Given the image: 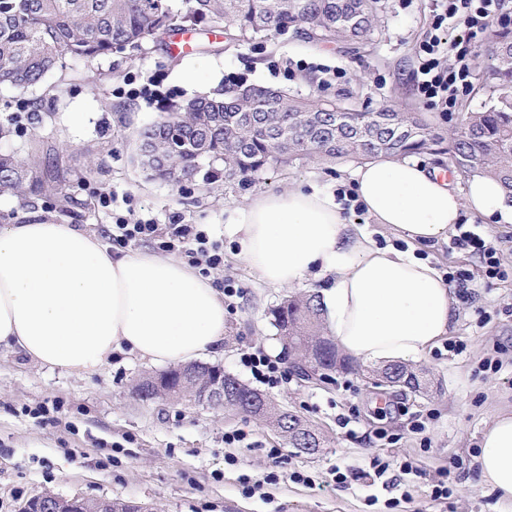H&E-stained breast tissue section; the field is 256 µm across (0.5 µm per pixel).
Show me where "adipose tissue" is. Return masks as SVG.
<instances>
[{
  "instance_id": "1",
  "label": "adipose tissue",
  "mask_w": 512,
  "mask_h": 512,
  "mask_svg": "<svg viewBox=\"0 0 512 512\" xmlns=\"http://www.w3.org/2000/svg\"><path fill=\"white\" fill-rule=\"evenodd\" d=\"M353 178L355 204L411 242L447 239L465 211L512 222V198L486 177L459 193L411 159L377 157ZM226 231L267 283L331 276L321 316L338 348L362 363L418 361L450 331L455 300L439 271L378 246L328 190L259 194ZM226 329L223 291L179 259L115 253L96 234L36 213L0 226V347L88 375L117 354L193 363L221 351ZM478 463L498 512H512V413L485 426Z\"/></svg>"
}]
</instances>
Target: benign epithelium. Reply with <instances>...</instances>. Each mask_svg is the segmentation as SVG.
I'll list each match as a JSON object with an SVG mask.
<instances>
[{"mask_svg":"<svg viewBox=\"0 0 512 512\" xmlns=\"http://www.w3.org/2000/svg\"><path fill=\"white\" fill-rule=\"evenodd\" d=\"M137 159L142 168L158 175L166 172V180L174 183L191 181L195 178L196 170L192 167H183L179 170H165L161 163L154 162L150 148L146 144L139 147ZM294 367L305 377L316 376L324 379L327 370L313 351L309 350L302 357H296ZM180 395L190 393L201 402L213 405H225L239 411L259 414L262 411L265 399L258 395L241 394L240 391L224 390V369L218 366H201L199 363H190L172 368L170 373L157 380L151 388V398L169 397L173 393ZM123 506L118 501L101 500L97 507L88 511L85 501L78 497L66 498L52 493H44L28 502L20 512H122Z\"/></svg>","mask_w":512,"mask_h":512,"instance_id":"obj_1","label":"benign epithelium"}]
</instances>
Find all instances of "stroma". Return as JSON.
Masks as SVG:
<instances>
[{
  "instance_id": "obj_1",
  "label": "stroma",
  "mask_w": 512,
  "mask_h": 512,
  "mask_svg": "<svg viewBox=\"0 0 512 512\" xmlns=\"http://www.w3.org/2000/svg\"><path fill=\"white\" fill-rule=\"evenodd\" d=\"M382 24L367 46L312 45L284 34L239 45L231 37L193 34L188 53L175 55L159 42L115 53L95 65L66 60L44 83L25 93H0V123L9 137L0 151L25 155L51 149L70 173L72 197L66 208L37 202L38 210L100 234L127 206L158 223L182 214L203 225L224 244V268L215 281L232 279L241 295L227 312L223 352L207 357L240 380L238 363L250 346L270 349L282 338L270 324L268 308L288 294L323 287L311 277L290 288L265 283L239 258L240 246L224 226L254 196L295 185L349 189L356 161L332 164L294 162L267 171L252 184L225 180L202 162L210 179L174 185L146 173L136 159V133L154 120L160 105L120 94L128 77L158 74L165 100L190 98L229 82L286 87L304 95L341 100L359 111L396 105L422 113L431 127L452 124L428 109L417 91L419 44L431 32V0H385ZM341 70V79L329 71ZM39 99L31 107V99ZM112 192L120 203L111 211L96 192ZM495 241L506 276L487 280L477 256L430 242L417 248L441 273L469 274L457 305L450 340L462 352L437 346L417 366L431 381L426 393L383 391L373 385L368 365L326 380L293 378L268 390L279 407L301 415L321 431L325 445L314 456L300 455L263 420L221 406L138 399L134 388L163 365L118 356L96 373L76 376L0 349V512H19L29 499L50 492L63 497L126 501L148 512H390L389 502L410 494L427 503L441 467L458 462L455 493L429 512H495L496 496L479 481L481 431L500 410L512 412V224L482 222ZM498 360L496 369L486 359ZM354 415L350 428L340 416ZM429 422L413 433L419 415ZM241 430V445L224 443ZM278 449L270 458V449ZM416 463L415 473L336 484L334 469L369 470L373 458ZM300 471L312 485L266 483L269 472Z\"/></svg>"
}]
</instances>
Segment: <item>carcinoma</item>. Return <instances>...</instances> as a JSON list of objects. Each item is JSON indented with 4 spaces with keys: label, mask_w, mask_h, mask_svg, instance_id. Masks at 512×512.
Here are the masks:
<instances>
[{
    "label": "carcinoma",
    "mask_w": 512,
    "mask_h": 512,
    "mask_svg": "<svg viewBox=\"0 0 512 512\" xmlns=\"http://www.w3.org/2000/svg\"><path fill=\"white\" fill-rule=\"evenodd\" d=\"M382 0H0V90L24 91L66 59L105 58L118 45L138 48L184 31L247 32L254 40L290 31L313 44L365 42L380 21ZM489 100L460 115L443 136L417 112L393 107L358 112L334 98L239 83L210 95L172 101L139 138L166 166L199 168L206 159L224 177L256 178L296 160L335 162L447 150L462 174L496 180L512 197V30L493 35ZM64 169L46 158L0 151V195L22 200L51 193L71 202ZM282 336L318 343L352 369L320 335L318 295L284 297L270 310Z\"/></svg>",
    "instance_id": "cac0c4a2"
}]
</instances>
